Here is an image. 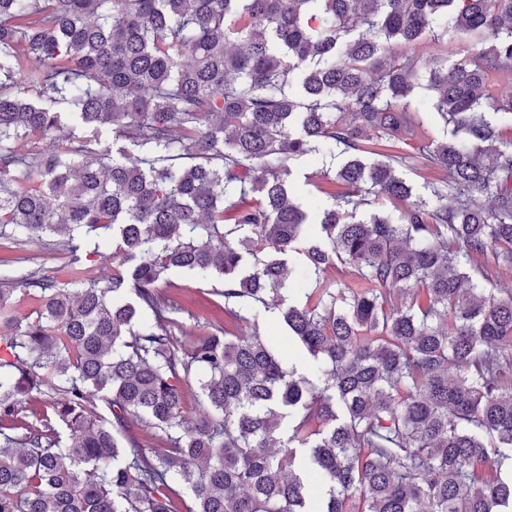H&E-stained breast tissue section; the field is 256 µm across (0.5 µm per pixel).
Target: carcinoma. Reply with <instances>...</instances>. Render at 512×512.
<instances>
[{
  "instance_id": "obj_1",
  "label": "carcinoma",
  "mask_w": 512,
  "mask_h": 512,
  "mask_svg": "<svg viewBox=\"0 0 512 512\" xmlns=\"http://www.w3.org/2000/svg\"><path fill=\"white\" fill-rule=\"evenodd\" d=\"M437 29L481 48L405 52ZM422 72L454 129L416 157L447 189L416 197L391 163L352 156L306 236L290 162L401 148ZM500 73L512 0H0V238L60 237L72 264L79 230L113 244L102 283L25 274L28 312L0 275V512H311L308 469L320 512H512V294L474 279L490 249L512 271ZM369 194L399 219L357 218ZM296 255L305 301L278 312L314 380L239 329ZM339 265L363 287L324 276ZM172 269L223 278L228 326L182 330Z\"/></svg>"
}]
</instances>
